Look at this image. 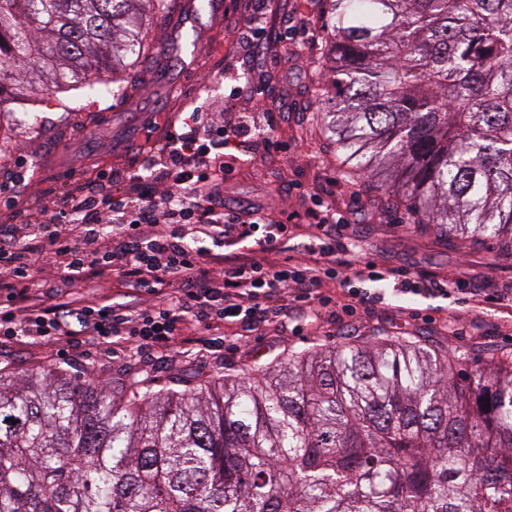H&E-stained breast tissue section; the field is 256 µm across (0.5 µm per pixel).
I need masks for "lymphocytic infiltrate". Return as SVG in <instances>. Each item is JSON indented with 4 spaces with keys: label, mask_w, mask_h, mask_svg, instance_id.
<instances>
[{
    "label": "lymphocytic infiltrate",
    "mask_w": 512,
    "mask_h": 512,
    "mask_svg": "<svg viewBox=\"0 0 512 512\" xmlns=\"http://www.w3.org/2000/svg\"><path fill=\"white\" fill-rule=\"evenodd\" d=\"M255 141L263 162L278 161L284 145L272 113L224 120L193 109L137 171L99 170L45 209L48 235L1 241L0 336H81L134 360L188 334L223 335L228 325L283 329L292 317L318 330L306 310L314 289L379 273L337 238L336 216L316 191L308 193L313 231L298 259L273 252L288 234L282 212L264 204L225 211L236 170L226 151ZM48 249L60 259L63 292L46 306L36 287Z\"/></svg>",
    "instance_id": "1"
}]
</instances>
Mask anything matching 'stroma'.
<instances>
[{"instance_id": "obj_1", "label": "stroma", "mask_w": 512, "mask_h": 512, "mask_svg": "<svg viewBox=\"0 0 512 512\" xmlns=\"http://www.w3.org/2000/svg\"><path fill=\"white\" fill-rule=\"evenodd\" d=\"M289 15L294 25L287 40L272 38L264 55L246 68V45L238 31L249 26L254 15L252 0H225L221 18L210 11L197 12L193 37L200 53L191 66H184L172 52L168 18L150 16L145 29L154 47L139 56L125 72L138 87L125 104L109 98L97 99L89 116L59 111L47 101L32 118L20 113L0 116V183L9 182L18 163L29 171H42V179L25 180L13 193L20 208L33 218L18 224L0 205V236L38 232L42 212L64 197L93 165L136 166L137 146L154 113L185 112L189 98L199 86H206L204 110L227 114L249 112L254 107L252 87L267 88L266 105L273 112L280 141L288 150L277 165L254 160L237 171L226 192V205L240 208L266 201L290 215L287 238L276 250L300 256L307 241L306 202L297 189H319L326 204L349 220L344 232L358 242L366 259L410 270L413 275L457 276L462 267L484 270L488 279L479 286L490 302L475 308L467 304L466 291L452 297L399 294L392 282L351 280L349 285L329 288L336 305L354 304L352 289L365 287L366 303L356 306L354 316L320 308L322 328L276 334L273 327L260 326L240 334L237 326L224 331V344L205 357L171 352L130 360L105 347L51 340L33 343L25 338L0 341V367L13 372L50 366L66 368L84 377L120 388L129 373H137L142 388L159 389L169 376L192 374L202 378L238 375L255 365H267L295 352L328 347L349 341L352 330L370 334L380 329L391 336H434L449 349L466 353L470 366H478L489 355L512 356V307L494 302L493 297L512 289V257L503 256L493 242L477 247H460L431 233L406 226L403 209L376 211L373 199L357 181L344 178L336 156L317 122V101L310 82L312 69L324 50L330 19L321 0H270L262 20L272 27L280 15ZM454 325H447V318Z\"/></svg>"}]
</instances>
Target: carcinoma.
<instances>
[{"label":"carcinoma","instance_id":"obj_1","mask_svg":"<svg viewBox=\"0 0 512 512\" xmlns=\"http://www.w3.org/2000/svg\"><path fill=\"white\" fill-rule=\"evenodd\" d=\"M343 172L512 255V0H323ZM169 0H0V112L128 97ZM141 395L0 372V512H512V359L382 332ZM490 399L485 407L484 399ZM15 423H10V420Z\"/></svg>","mask_w":512,"mask_h":512}]
</instances>
